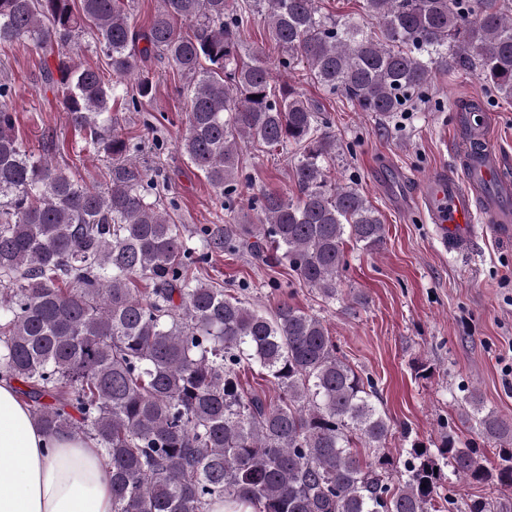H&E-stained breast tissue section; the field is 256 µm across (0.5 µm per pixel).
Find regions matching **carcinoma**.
I'll return each mask as SVG.
<instances>
[{"label": "carcinoma", "instance_id": "cac0c4a2", "mask_svg": "<svg viewBox=\"0 0 512 512\" xmlns=\"http://www.w3.org/2000/svg\"><path fill=\"white\" fill-rule=\"evenodd\" d=\"M161 2L142 32L131 0H0V49L26 44L84 149L116 161L99 189L27 151L12 83L0 79V375L48 436L102 448L113 512H209L219 500L252 512H492L487 498L445 493L450 474L512 491V420L477 388L467 401L498 445L495 466L448 435L439 454L416 443L398 462L373 382L339 354L322 319L289 302L279 283L265 314L196 270L213 251L245 247L334 301L346 242L383 245L377 211L329 176L337 145L324 109L290 84L273 88L265 62L242 54L253 15L284 49L278 67L304 63L326 93L388 117L428 98L434 69L478 68L511 98L512 8L363 0L378 23L367 32L321 15L317 0ZM86 35L112 79L66 54ZM151 56L185 79L178 150L224 209V228L202 230L199 248L167 219L133 162L137 144L112 117L114 106L138 112L153 96L142 68ZM131 76L135 89H120ZM242 142L295 149L292 196L241 197ZM246 208L258 211L255 223L238 221ZM254 366L276 396L244 388L242 371Z\"/></svg>", "mask_w": 512, "mask_h": 512}]
</instances>
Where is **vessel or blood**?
Segmentation results:
<instances>
[{"label": "vessel or blood", "mask_w": 512, "mask_h": 512, "mask_svg": "<svg viewBox=\"0 0 512 512\" xmlns=\"http://www.w3.org/2000/svg\"><path fill=\"white\" fill-rule=\"evenodd\" d=\"M464 130L453 172L434 175L421 195L439 239L458 253L467 252L479 232L476 212L486 215L492 235L512 234V178L503 175L485 124L468 122Z\"/></svg>", "instance_id": "obj_1"}]
</instances>
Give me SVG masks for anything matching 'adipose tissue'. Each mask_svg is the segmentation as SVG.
I'll use <instances>...</instances> for the list:
<instances>
[{
  "label": "adipose tissue",
  "instance_id": "adipose-tissue-1",
  "mask_svg": "<svg viewBox=\"0 0 512 512\" xmlns=\"http://www.w3.org/2000/svg\"><path fill=\"white\" fill-rule=\"evenodd\" d=\"M0 512H113L112 483L92 441L47 439L12 380L0 377Z\"/></svg>",
  "mask_w": 512,
  "mask_h": 512
}]
</instances>
